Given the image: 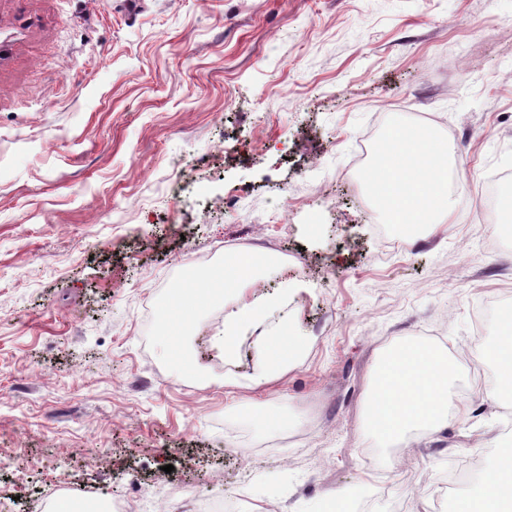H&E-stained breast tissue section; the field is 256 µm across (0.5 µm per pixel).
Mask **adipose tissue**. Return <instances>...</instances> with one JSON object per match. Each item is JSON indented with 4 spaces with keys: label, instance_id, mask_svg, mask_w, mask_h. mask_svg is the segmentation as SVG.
<instances>
[{
    "label": "adipose tissue",
    "instance_id": "1",
    "mask_svg": "<svg viewBox=\"0 0 512 512\" xmlns=\"http://www.w3.org/2000/svg\"><path fill=\"white\" fill-rule=\"evenodd\" d=\"M426 139L424 131L406 128L401 140L392 145L377 166L371 167L367 176L369 188L387 222L408 230L418 224L446 223L454 203L448 186V158L453 149L439 139L431 154L418 156V147ZM276 262L272 255H233L225 258L222 273L206 277V290L190 283L181 288L197 309L228 296L238 298V305L226 310L224 330L215 343L229 356L241 331L257 330L260 360L252 378L256 386L269 384L284 375L302 354L298 340L273 336L259 329L266 310L274 307L278 299L287 298L288 286H281L274 298L250 302L243 299L253 279ZM450 377L451 368L446 359L419 345L400 346L391 362L376 367L373 399L368 408L370 427L386 437L410 436L418 427L432 434L446 429L450 420L469 412L465 404L449 406ZM492 471L494 481L483 482L473 496L459 500L455 512H512V457L499 458Z\"/></svg>",
    "mask_w": 512,
    "mask_h": 512
}]
</instances>
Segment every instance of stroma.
Here are the masks:
<instances>
[{"mask_svg": "<svg viewBox=\"0 0 512 512\" xmlns=\"http://www.w3.org/2000/svg\"><path fill=\"white\" fill-rule=\"evenodd\" d=\"M400 124L452 144L446 225L383 259L352 162ZM512 168V0H0V463L187 512L214 484L252 512H426L491 467L512 400L488 349L512 306V226L466 216ZM256 225L304 283L265 322L305 354L253 390V338L185 366L156 312L213 244ZM444 354L466 417L378 445L367 399L386 346ZM242 386L227 393L226 378ZM172 472H165V465Z\"/></svg>", "mask_w": 512, "mask_h": 512, "instance_id": "1", "label": "stroma"}]
</instances>
